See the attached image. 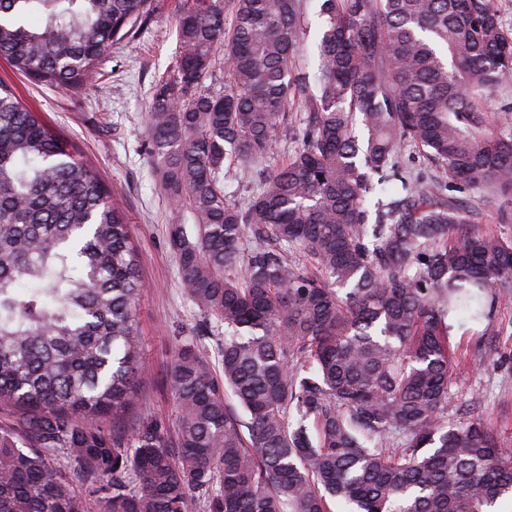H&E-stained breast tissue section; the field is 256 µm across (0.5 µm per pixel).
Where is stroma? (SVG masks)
<instances>
[{
    "mask_svg": "<svg viewBox=\"0 0 512 512\" xmlns=\"http://www.w3.org/2000/svg\"><path fill=\"white\" fill-rule=\"evenodd\" d=\"M157 3L150 26L136 39L113 47L104 65L106 92L45 87L4 60L0 80L96 166L129 216L146 287L137 304L144 372L125 421H156L172 437L178 413L168 370L175 345L195 342L217 369L224 330L207 328L204 314L182 290L168 244L170 213L154 160L145 149L151 87L177 48L176 0ZM451 342L459 358L451 377V418H481L502 447L512 448V307L501 310L484 335L466 336L458 330Z\"/></svg>",
    "mask_w": 512,
    "mask_h": 512,
    "instance_id": "1",
    "label": "stroma"
}]
</instances>
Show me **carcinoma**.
I'll return each mask as SVG.
<instances>
[{
  "label": "carcinoma",
  "mask_w": 512,
  "mask_h": 512,
  "mask_svg": "<svg viewBox=\"0 0 512 512\" xmlns=\"http://www.w3.org/2000/svg\"><path fill=\"white\" fill-rule=\"evenodd\" d=\"M156 0H0V59L96 84ZM177 0L147 145L187 298L224 326L222 376L175 346L170 443L101 423L142 373L129 218L75 145L0 82V512H496L512 451L448 420L456 329L512 304V29L496 0ZM223 71L224 91L205 81ZM294 148L275 159L285 114ZM406 145L429 162L411 171ZM268 168L246 207L224 183ZM471 192L448 198V184ZM189 214L194 232L182 222ZM26 291H20L21 284ZM308 1V29L305 39L300 47L296 57V64L302 71L311 72L314 66V35L320 24V20L315 15V0ZM476 225L483 231L512 239V194L491 197L483 206L482 218Z\"/></svg>",
  "instance_id": "1"
}]
</instances>
